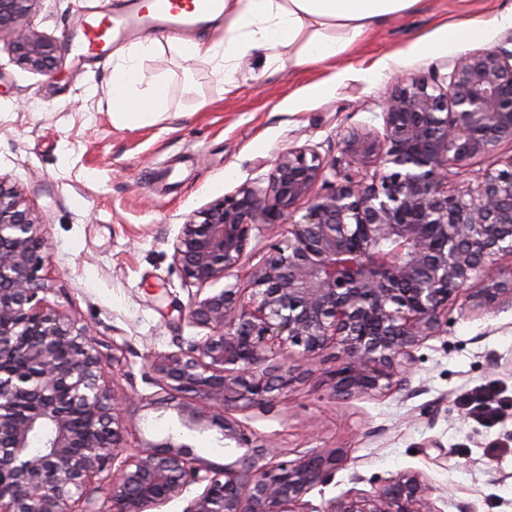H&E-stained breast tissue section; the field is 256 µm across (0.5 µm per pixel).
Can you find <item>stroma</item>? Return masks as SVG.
Listing matches in <instances>:
<instances>
[{
    "mask_svg": "<svg viewBox=\"0 0 512 512\" xmlns=\"http://www.w3.org/2000/svg\"><path fill=\"white\" fill-rule=\"evenodd\" d=\"M98 4L42 0L37 28L62 55L55 76L24 68L0 49V176L48 226L46 301L87 326L104 354L121 357L106 374L119 392L146 391V355L197 333L181 316L197 288L172 261L171 242L185 215L267 177L288 148L339 159L341 134H382L381 104L400 78L443 77L449 60L512 41V26L497 21L512 12V0H420L411 13L376 25L342 60V76L330 66L269 76L262 57L251 54L241 60L229 95L211 65L167 51L140 66L146 80L168 75L165 113L153 125L130 129L113 123L106 103L116 58L89 61L68 47L73 23ZM472 19L489 22L481 41L423 52V43L441 40L445 27ZM280 237L277 227L257 231L227 282L247 283ZM417 356L405 386L348 400L331 398L324 385L333 360H313L307 382L268 411H248L242 419L291 455L347 450V465L310 494L313 505L415 469L430 477L441 512H512V452L490 447L512 439V405L491 427L466 417L459 405L489 383L512 395V374L497 369L512 358V308L452 310L446 332ZM179 426L174 413L159 418L133 410L126 447Z\"/></svg>",
    "mask_w": 512,
    "mask_h": 512,
    "instance_id": "obj_1",
    "label": "stroma"
}]
</instances>
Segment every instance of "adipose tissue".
<instances>
[{
    "label": "adipose tissue",
    "instance_id": "ef3b65f1",
    "mask_svg": "<svg viewBox=\"0 0 512 512\" xmlns=\"http://www.w3.org/2000/svg\"><path fill=\"white\" fill-rule=\"evenodd\" d=\"M419 0H224L222 44L204 40L145 38L123 52L112 72L107 106L115 123L140 128L157 121L169 96V78L156 74L150 83L139 76L141 58L162 49L212 65L224 76L225 93L236 88L238 61L258 52L270 73L301 70L343 60L378 23L403 16Z\"/></svg>",
    "mask_w": 512,
    "mask_h": 512
}]
</instances>
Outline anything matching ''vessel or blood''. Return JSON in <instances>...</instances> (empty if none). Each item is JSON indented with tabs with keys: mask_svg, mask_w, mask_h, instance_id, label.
I'll return each instance as SVG.
<instances>
[{
	"mask_svg": "<svg viewBox=\"0 0 512 512\" xmlns=\"http://www.w3.org/2000/svg\"><path fill=\"white\" fill-rule=\"evenodd\" d=\"M150 5L144 15L132 5L113 15L101 13L79 20L70 31L71 49L90 58L102 56L111 49L113 39L136 25L153 24L171 33L202 29L223 10L222 0H150Z\"/></svg>",
	"mask_w": 512,
	"mask_h": 512,
	"instance_id": "vessel-or-blood-1",
	"label": "vessel or blood"
}]
</instances>
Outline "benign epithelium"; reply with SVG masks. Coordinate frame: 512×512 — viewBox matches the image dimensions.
I'll list each match as a JSON object with an SVG mask.
<instances>
[{
	"instance_id": "7a95c632",
	"label": "benign epithelium",
	"mask_w": 512,
	"mask_h": 512,
	"mask_svg": "<svg viewBox=\"0 0 512 512\" xmlns=\"http://www.w3.org/2000/svg\"><path fill=\"white\" fill-rule=\"evenodd\" d=\"M40 2L0 0V42L16 63L51 75L59 48L36 28ZM448 69L446 84L411 77L384 101L382 136H343L347 165L378 164L371 181L290 148L267 180L186 216L172 260L198 286L183 317L204 334L147 357L142 378L158 393H115L95 339L41 297L46 224L0 176V512H166L179 500L182 512H441L428 475L412 469L320 510L305 497L333 481L346 451L288 460L238 414L271 407L329 350L331 397L401 387L457 302L478 313L512 307V269L498 267L512 258V157L448 190L449 169L512 142V50L467 53ZM266 226L284 234L247 285L216 287ZM129 403L170 410L189 430L219 428L232 460L213 464L170 436L124 456ZM104 472L108 511L97 497Z\"/></svg>"
}]
</instances>
